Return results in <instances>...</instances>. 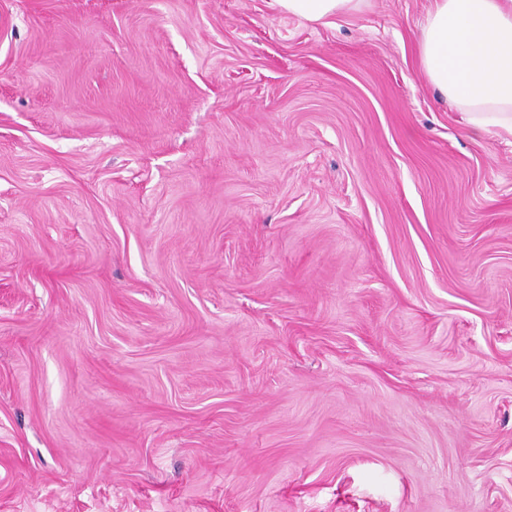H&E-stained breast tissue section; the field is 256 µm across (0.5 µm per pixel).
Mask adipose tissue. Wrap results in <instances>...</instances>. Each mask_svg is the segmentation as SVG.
<instances>
[{"label":"adipose tissue","mask_w":512,"mask_h":512,"mask_svg":"<svg viewBox=\"0 0 512 512\" xmlns=\"http://www.w3.org/2000/svg\"><path fill=\"white\" fill-rule=\"evenodd\" d=\"M363 0H272L311 23L358 11ZM420 66L479 136H512V0H434L420 29Z\"/></svg>","instance_id":"ef3b65f1"}]
</instances>
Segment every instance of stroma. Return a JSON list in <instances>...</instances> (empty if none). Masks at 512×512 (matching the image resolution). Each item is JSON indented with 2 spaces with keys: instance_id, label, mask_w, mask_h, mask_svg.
<instances>
[{
  "instance_id": "35a3bbf8",
  "label": "stroma",
  "mask_w": 512,
  "mask_h": 512,
  "mask_svg": "<svg viewBox=\"0 0 512 512\" xmlns=\"http://www.w3.org/2000/svg\"><path fill=\"white\" fill-rule=\"evenodd\" d=\"M432 0H0V512H512V142ZM365 0H272L280 13L311 23H325L328 19L355 12Z\"/></svg>"
}]
</instances>
